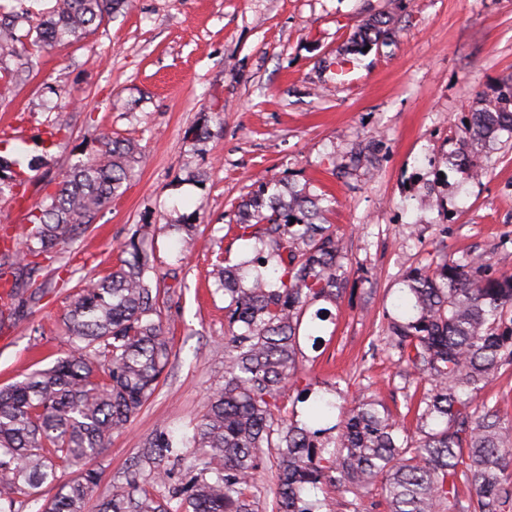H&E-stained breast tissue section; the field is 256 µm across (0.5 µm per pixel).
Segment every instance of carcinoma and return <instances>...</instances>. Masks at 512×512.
<instances>
[{"instance_id":"1","label":"carcinoma","mask_w":512,"mask_h":512,"mask_svg":"<svg viewBox=\"0 0 512 512\" xmlns=\"http://www.w3.org/2000/svg\"><path fill=\"white\" fill-rule=\"evenodd\" d=\"M127 0H55L32 23L29 14L0 18V85L15 78L10 61L25 40L38 49L77 41ZM28 24L26 33L19 30ZM465 138L486 145L512 136V92L471 114ZM99 154L71 164L45 203L30 211L20 246L3 238L0 280L12 287L42 261L64 251L119 195L131 174L134 145L104 132ZM20 161L0 156V195L25 185ZM321 199L267 182L238 206L236 237L254 241L238 264L219 260L212 274L224 291V385L207 399L192 436L166 433L144 444L132 477L112 487L98 512H256L250 489L275 456L272 512H331L326 487L357 492L379 481L388 512H503L512 500V428L474 397L512 366V272L490 273L482 259L442 255L402 281L388 317L386 346L424 384L395 415L374 396L349 398L299 386L300 338L316 345L327 311L343 289L346 251L322 222ZM155 225L140 224L121 246L124 257L73 295L65 325L69 349L44 369L0 387V512H20V497L58 482L59 469L81 471L46 500L41 512H85L100 474L87 467L148 401L172 352L162 324L160 289L148 272L146 242ZM299 413L280 404L285 389ZM412 416L419 435L405 434ZM187 460L180 484L156 498L148 484L165 481L164 464ZM472 494L458 498V481Z\"/></svg>"}]
</instances>
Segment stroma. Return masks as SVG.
<instances>
[{
  "instance_id": "obj_1",
  "label": "stroma",
  "mask_w": 512,
  "mask_h": 512,
  "mask_svg": "<svg viewBox=\"0 0 512 512\" xmlns=\"http://www.w3.org/2000/svg\"><path fill=\"white\" fill-rule=\"evenodd\" d=\"M79 41L31 52L0 87V152H23V199L0 196V230L21 236L30 209L100 133L142 154L122 195L19 293L25 320L0 326V386L53 365L73 286L115 265L137 225L152 224L162 321L173 345L159 386L91 462L100 482L86 512L125 483L145 441L191 434L224 383V296L216 259L247 244L228 236L243 199L271 180L321 197L346 242L345 284L325 323L333 339L306 379L371 387L392 412L417 377L385 346L387 314L408 271L441 254L512 252V139L466 148L463 124L512 86V0H133ZM381 20L369 49L352 38ZM68 128L42 146L46 126ZM469 152L479 173L448 164ZM197 225L196 243L177 227ZM512 423V368L478 393Z\"/></svg>"
}]
</instances>
